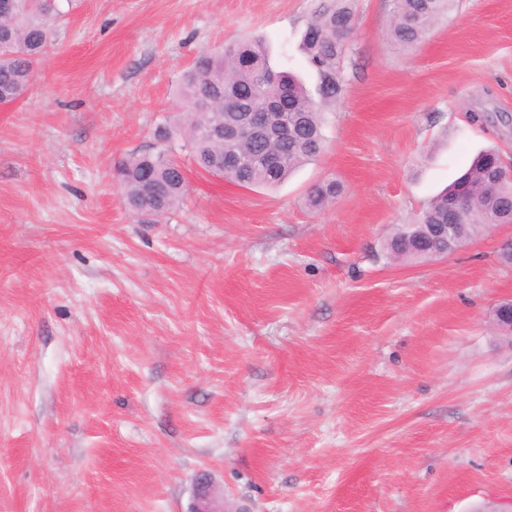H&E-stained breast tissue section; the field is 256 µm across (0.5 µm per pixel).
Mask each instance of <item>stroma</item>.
<instances>
[{"label":"stroma","mask_w":512,"mask_h":512,"mask_svg":"<svg viewBox=\"0 0 512 512\" xmlns=\"http://www.w3.org/2000/svg\"><path fill=\"white\" fill-rule=\"evenodd\" d=\"M317 0H59L28 93L0 104V512H512V224L445 257L385 251L512 131V0H456L411 51L357 0L326 148L279 186L188 167L137 216L115 163L185 122L204 52L299 48ZM338 180L323 209L310 189ZM190 512H224V502L220 505L212 496L206 476L196 479L195 503Z\"/></svg>","instance_id":"35a3bbf8"}]
</instances>
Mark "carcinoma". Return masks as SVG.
Returning a JSON list of instances; mask_svg holds the SVG:
<instances>
[{
  "label": "carcinoma",
  "instance_id": "1",
  "mask_svg": "<svg viewBox=\"0 0 512 512\" xmlns=\"http://www.w3.org/2000/svg\"><path fill=\"white\" fill-rule=\"evenodd\" d=\"M454 0H390L389 41L402 50L416 48L434 21ZM56 11L55 0H18L15 14L0 21V103L23 97L34 66L44 54L49 31L40 22ZM356 22L355 0H318L301 44L308 65L317 75L314 91L287 71L274 70L265 39L232 42L220 54L199 55L186 75L181 96L189 130L185 146L196 165L209 174L244 188L275 187L301 164L324 149L325 110L345 91L340 62ZM288 99L286 139L269 142L240 139L228 142L218 128L238 112H265L270 106L269 81ZM494 150L482 152L448 188L433 197L417 221L405 224L386 245L395 258H418L426 249L431 224L448 223V206L464 191L476 197L459 207L454 223L464 238L481 224H512V177L501 174L491 193L486 182L497 172ZM113 178L126 205L136 214L160 218L180 207L187 195L183 163L166 150L132 154L114 168ZM341 190L337 181L314 185L308 203L320 208Z\"/></svg>",
  "mask_w": 512,
  "mask_h": 512
}]
</instances>
